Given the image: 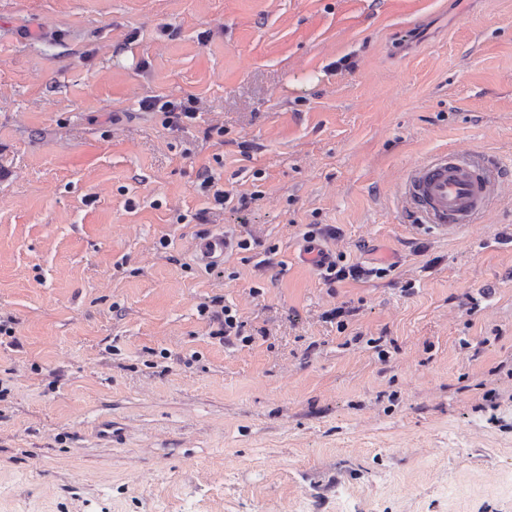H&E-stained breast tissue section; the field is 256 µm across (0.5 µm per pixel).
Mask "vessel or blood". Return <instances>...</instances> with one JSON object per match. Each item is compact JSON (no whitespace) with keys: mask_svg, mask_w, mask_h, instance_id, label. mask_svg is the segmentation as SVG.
<instances>
[{"mask_svg":"<svg viewBox=\"0 0 512 512\" xmlns=\"http://www.w3.org/2000/svg\"><path fill=\"white\" fill-rule=\"evenodd\" d=\"M497 165L478 153L445 151L422 161L409 171L403 192L409 209L420 215L429 229L440 234L456 231L484 215L500 182ZM229 247L224 233L207 239L201 258L211 263Z\"/></svg>","mask_w":512,"mask_h":512,"instance_id":"1","label":"vessel or blood"}]
</instances>
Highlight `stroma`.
Wrapping results in <instances>:
<instances>
[{
  "label": "stroma",
  "mask_w": 512,
  "mask_h": 512,
  "mask_svg": "<svg viewBox=\"0 0 512 512\" xmlns=\"http://www.w3.org/2000/svg\"><path fill=\"white\" fill-rule=\"evenodd\" d=\"M448 148L510 174L444 237L401 189ZM311 224L393 271L328 288ZM245 229L271 266L197 260ZM1 315L0 512H512V0H0ZM143 108L147 110L159 108L165 115L166 124L175 129L184 128L196 118V112L192 106L182 101L165 100L161 102L156 98L147 99L143 103ZM229 240L224 232L216 233L207 239L201 251V259L206 263L217 262L228 250ZM197 309L211 328L209 336L218 339L220 343L249 346L255 341V334L246 329L247 324L240 319L237 309L224 304L222 297L201 302Z\"/></svg>",
  "instance_id": "obj_1"
}]
</instances>
